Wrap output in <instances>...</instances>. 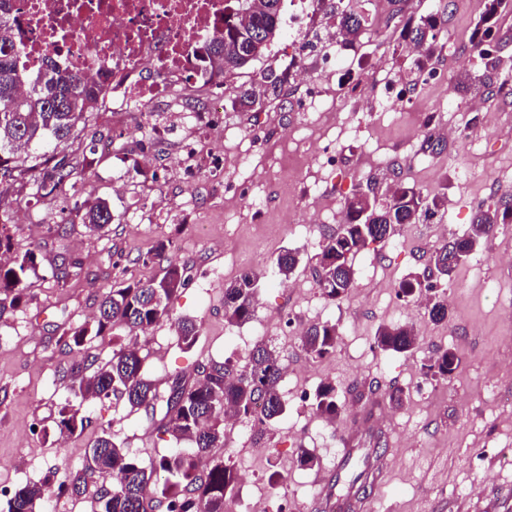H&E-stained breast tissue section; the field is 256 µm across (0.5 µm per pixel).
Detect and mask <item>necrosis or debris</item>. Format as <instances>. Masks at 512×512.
Listing matches in <instances>:
<instances>
[{
	"label": "necrosis or debris",
	"mask_w": 512,
	"mask_h": 512,
	"mask_svg": "<svg viewBox=\"0 0 512 512\" xmlns=\"http://www.w3.org/2000/svg\"><path fill=\"white\" fill-rule=\"evenodd\" d=\"M232 0H5L18 61L39 70L46 53L60 68L106 81L116 112H140L176 89L210 91L199 57Z\"/></svg>",
	"instance_id": "obj_1"
}]
</instances>
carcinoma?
I'll return each mask as SVG.
<instances>
[{
	"instance_id": "obj_1",
	"label": "carcinoma",
	"mask_w": 512,
	"mask_h": 512,
	"mask_svg": "<svg viewBox=\"0 0 512 512\" xmlns=\"http://www.w3.org/2000/svg\"><path fill=\"white\" fill-rule=\"evenodd\" d=\"M282 0H235L224 16V42L214 38L206 48L208 65L226 59L216 69V81L244 68L242 61L251 52V34H280ZM512 6V0H485L476 25L477 44L495 43L494 27L499 15ZM336 32L347 44H354L369 33L353 0H339L334 14ZM445 28L441 16L428 14L418 21L408 20L401 31L398 47L422 48L415 66L422 71L434 55ZM105 82L86 78L77 67L62 69L47 57L35 75H28L17 64L11 25L0 17V184L14 186L16 194L37 200L53 199L64 189L78 191L77 177L93 169L97 152L85 141V130L101 112ZM78 143L72 155L59 149ZM445 195L424 196L413 187L395 183L379 196L374 190L359 192L345 202L346 220L320 248L318 288L324 298L336 300L348 294L354 283L352 260L370 242L384 241L391 224H413L422 215H435L445 208ZM114 221L109 204L97 200L86 205L82 223L92 231H102ZM512 223V204L491 208L479 206L472 224L460 236L437 248L430 261L441 276L449 277L472 253L482 238L499 224ZM168 247L160 244L143 263L161 266V274L147 282L126 280L106 288L98 314L91 327L73 331L68 346L81 348L87 337L107 335L119 326L138 334L169 316V303L179 289L188 284L185 268L167 256ZM299 262L298 253L286 250L275 262V274L289 277ZM35 251L28 250L11 264L0 262V315L19 307L27 298L26 280L37 274ZM262 274L242 273L224 287V318L242 324L254 313ZM428 300L431 321L441 323L448 316L447 299L434 292ZM199 328L191 319L178 320V342L189 350L197 342ZM336 325L315 324L301 336V348L310 357L322 358L336 349ZM382 351L407 353L416 348L417 336L406 325H381L375 336ZM147 356L132 347L112 351L101 365L85 356L66 375L68 388L83 400L114 398L126 401L133 409H155L158 401L166 405L164 430L175 444L188 443L191 452L163 454L149 461L130 454L104 433L89 448L83 467L66 476L60 490L81 495L88 478H102L95 493L94 512H224L228 492L237 483L234 467L223 459H211L198 469V460L213 448L224 447V421L235 412L246 419L266 423L281 416L285 404L279 392L283 367L275 350L261 343L250 351L247 370L236 373L227 359L199 367V378L190 387L176 378L166 395H160L145 373ZM457 356L450 350L436 354L427 372L447 377L457 367ZM310 406L327 419L338 414L336 388L323 383L315 390ZM90 423L86 417L64 405L59 410L60 430L74 432ZM51 496L46 483H26L13 491L7 501L8 512H38Z\"/></svg>"
}]
</instances>
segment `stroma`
I'll list each match as a JSON object with an SVG mask.
<instances>
[{
    "mask_svg": "<svg viewBox=\"0 0 512 512\" xmlns=\"http://www.w3.org/2000/svg\"><path fill=\"white\" fill-rule=\"evenodd\" d=\"M336 0H321L314 17L285 25L265 55L226 77L223 108L212 111L206 99L180 94L151 103L148 113H100L95 133L98 163L82 179L83 191L54 200L10 201L9 211L26 220L11 223L12 252L35 250L38 273L29 277L25 305L0 317V481L15 487L49 482L55 491L48 512H70L76 497L58 492L66 471L80 469L85 452L101 434L143 459L174 452L163 431V407L134 411L115 400L87 401L80 415L91 424L59 434V408L72 403L65 372L82 355L108 360L126 345L128 333L113 329L88 341L84 349L66 342L75 328L92 324L104 289L115 282L147 281L160 269L142 258L159 243L187 269L189 282L170 304L172 316L140 335L146 374L159 391L174 378L193 383L199 366L232 358L245 367L260 342L274 346L288 374L279 384L285 413L263 425L244 422L227 428L216 457L229 459L238 486L266 498L270 512H312L320 479L336 477V434L355 422L373 421L364 445L379 448L387 476L369 494V512H512V224L497 226L453 277L441 281L449 294L448 319L430 320L426 302L399 297L409 276H430L431 253L467 230L476 205L512 199V10L498 26L499 64L490 76L495 90L483 97L488 123L479 139H450L444 151H418L421 126L465 125L470 116L452 108L449 86L475 71L478 53L466 41L475 28L482 0H372L376 33L355 65L348 44L327 42ZM447 17V42L434 64L445 67L448 87L415 85L419 73L411 53L396 54L400 31L409 18L428 13ZM305 44L300 70L320 84L318 107L298 113L288 95L297 71L288 67V46ZM395 74L415 99L413 107L374 112L363 124L341 112L336 125L320 114L336 107V83L362 85L371 70ZM280 77L277 93L261 96L251 108L235 105L238 91L257 88L265 77ZM314 143L342 150L344 166L331 170L323 160L302 157ZM264 170L252 186L265 208L256 211L224 199V182L238 158ZM394 179L423 194L442 192L448 204L432 220L402 225L388 243H372L353 258L354 284L342 299H325L317 286L320 243L337 229L334 215L346 197L377 180L386 189L385 165ZM107 199L115 219L102 233L81 221L83 202ZM301 221L287 223L290 212ZM296 251L299 264L288 279L272 276L277 256ZM75 258L65 281L52 273L62 259ZM246 271L264 272L252 318L241 325L224 319V286ZM297 312L299 328L283 333L284 309ZM190 317L199 339L189 351L178 345L175 321ZM315 323L337 329L336 349L311 358L300 347V331ZM409 324L418 338L415 350L389 353L375 345L379 326ZM458 357L448 377L426 375L437 351ZM336 388L339 413L326 420L313 412L307 396L320 383ZM407 399L393 406L392 388ZM309 449L318 467H300V449ZM285 479L271 484L269 474Z\"/></svg>",
    "mask_w": 512,
    "mask_h": 512,
    "instance_id": "1",
    "label": "stroma"
}]
</instances>
